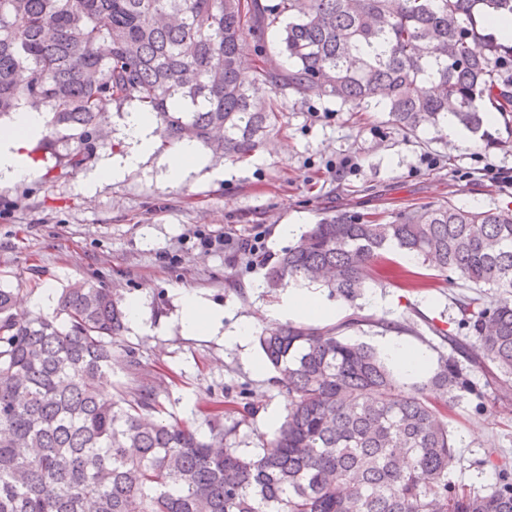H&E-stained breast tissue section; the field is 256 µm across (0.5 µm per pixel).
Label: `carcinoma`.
Returning <instances> with one entry per match:
<instances>
[{
	"mask_svg": "<svg viewBox=\"0 0 512 512\" xmlns=\"http://www.w3.org/2000/svg\"><path fill=\"white\" fill-rule=\"evenodd\" d=\"M512 0H0V116L49 112L38 146L82 170L105 146L112 110L156 120L162 146L195 140L232 162L278 127L276 98L382 106L404 132L447 141L454 118L486 147L484 102L512 110V42L480 34ZM283 23L288 69L240 78L242 42ZM387 251L431 260L450 288H492L462 302L437 370L410 385L344 331L368 322L356 300ZM325 286L352 313L290 322L259 346L288 391L280 427L255 452L158 415L157 388L107 389L126 306L83 282L56 315L18 320L0 288V512H512V462L486 493L448 482L457 444L440 400L512 396V212L448 202L395 215L340 213L268 262L265 287ZM482 372L483 378L476 377Z\"/></svg>",
	"mask_w": 512,
	"mask_h": 512,
	"instance_id": "1",
	"label": "carcinoma"
}]
</instances>
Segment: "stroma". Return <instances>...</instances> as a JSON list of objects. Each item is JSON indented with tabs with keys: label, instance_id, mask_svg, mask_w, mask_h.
Segmentation results:
<instances>
[{
	"label": "stroma",
	"instance_id": "1",
	"mask_svg": "<svg viewBox=\"0 0 512 512\" xmlns=\"http://www.w3.org/2000/svg\"><path fill=\"white\" fill-rule=\"evenodd\" d=\"M278 106L281 129L266 146L237 163L206 155L180 184L168 181L170 151L159 147L123 180L92 188L91 169L64 175L52 158L34 164L32 179L0 184V288L13 290L18 311L52 314L53 306L32 305L31 297L58 295L78 281L120 289L138 301L143 326L128 329L113 348V390L129 384L125 348L133 346L165 416L204 432L207 414L221 412L233 445L249 449L275 432L269 416H285L286 392L265 367L257 339L239 345L226 336L242 318L259 329L280 324L282 296L259 289L264 264L236 255L227 240L263 230L277 255L291 245L281 225L304 230L334 213H389L428 202L462 208L470 198L483 210L512 209V185L487 173L493 165L512 168V119L504 114L488 126L502 146L479 147L468 138L451 151L429 134H404L379 108L349 112L330 99L292 97L279 98ZM346 156L353 166L340 167ZM187 290L223 309L217 331L183 333ZM491 296L438 278L424 288L373 284L359 300L369 322L349 335L376 346L393 334L434 361L443 333H462L459 299L484 303ZM448 421L458 443L449 482L489 491L497 473L485 462L488 450L512 459V401L488 393L478 416L462 397Z\"/></svg>",
	"mask_w": 512,
	"mask_h": 512
}]
</instances>
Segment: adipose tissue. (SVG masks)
Segmentation results:
<instances>
[{
	"instance_id": "ef3b65f1",
	"label": "adipose tissue",
	"mask_w": 512,
	"mask_h": 512,
	"mask_svg": "<svg viewBox=\"0 0 512 512\" xmlns=\"http://www.w3.org/2000/svg\"><path fill=\"white\" fill-rule=\"evenodd\" d=\"M45 113L23 109L14 113L7 126H0V183H16L30 179L32 170L25 162L28 144L42 137L46 125ZM157 124L149 113L136 109L126 114L124 133L130 144L118 158L103 157L92 177V183L122 179L139 168L155 147ZM223 311L206 306L194 293L183 296L181 326L189 334H207L219 326ZM382 351L394 370L406 377L426 372L429 356L424 349L394 337L384 338Z\"/></svg>"
}]
</instances>
